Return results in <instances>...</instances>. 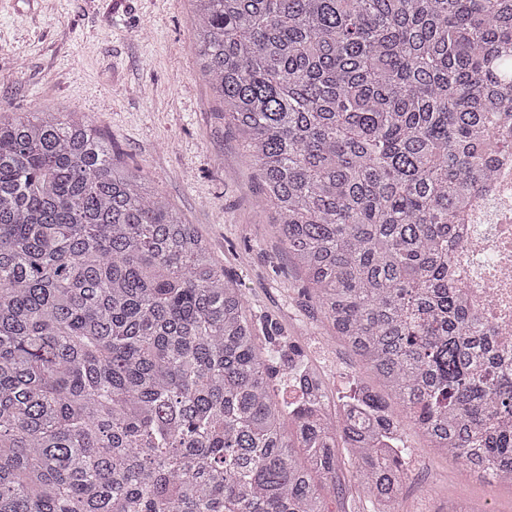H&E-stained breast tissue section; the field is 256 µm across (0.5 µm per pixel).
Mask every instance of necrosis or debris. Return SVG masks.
I'll return each mask as SVG.
<instances>
[{
  "instance_id": "1",
  "label": "necrosis or debris",
  "mask_w": 512,
  "mask_h": 512,
  "mask_svg": "<svg viewBox=\"0 0 512 512\" xmlns=\"http://www.w3.org/2000/svg\"><path fill=\"white\" fill-rule=\"evenodd\" d=\"M493 180L472 197L451 256L458 288L496 343L512 348V154L499 157Z\"/></svg>"
}]
</instances>
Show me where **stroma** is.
<instances>
[{
	"label": "stroma",
	"instance_id": "35a3bbf8",
	"mask_svg": "<svg viewBox=\"0 0 512 512\" xmlns=\"http://www.w3.org/2000/svg\"><path fill=\"white\" fill-rule=\"evenodd\" d=\"M189 0H8L0 9V107L77 110L208 239L248 315L276 320L338 397L371 377L335 337L291 264L242 141L200 75ZM407 476L396 512L482 499L512 512V486L477 477L401 423Z\"/></svg>",
	"mask_w": 512,
	"mask_h": 512
}]
</instances>
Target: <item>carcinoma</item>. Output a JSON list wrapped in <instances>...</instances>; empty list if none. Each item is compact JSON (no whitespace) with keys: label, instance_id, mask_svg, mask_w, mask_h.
<instances>
[{"label":"carcinoma","instance_id":"cac0c4a2","mask_svg":"<svg viewBox=\"0 0 512 512\" xmlns=\"http://www.w3.org/2000/svg\"><path fill=\"white\" fill-rule=\"evenodd\" d=\"M190 2L288 256L382 391L359 385L337 434L279 324L153 182L73 112L0 109V512H328L344 454L391 512L392 401L512 482L508 353L448 268L512 151V0Z\"/></svg>","mask_w":512,"mask_h":512}]
</instances>
